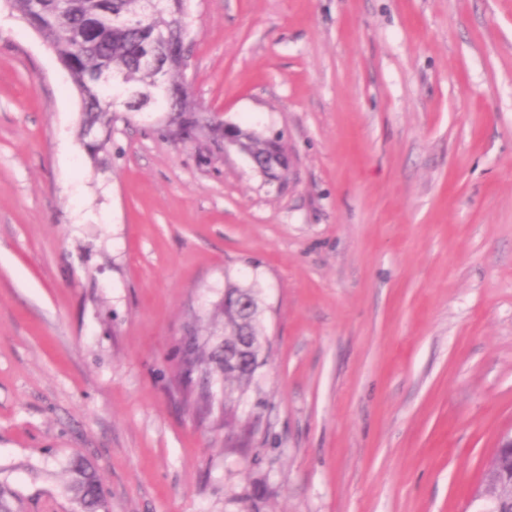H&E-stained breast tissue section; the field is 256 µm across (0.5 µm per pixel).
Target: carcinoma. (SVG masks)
I'll use <instances>...</instances> for the list:
<instances>
[{
  "mask_svg": "<svg viewBox=\"0 0 512 512\" xmlns=\"http://www.w3.org/2000/svg\"><path fill=\"white\" fill-rule=\"evenodd\" d=\"M188 0H161L153 10L145 0H7L11 11L20 18H30L36 33L53 51L66 71L85 113L83 132L98 127L99 141L94 152L107 150L111 138L108 115L112 112L115 91L120 89L130 99V107L140 110L149 105L172 112L179 120L176 135L183 143L193 141L202 132L197 125L198 109L183 80L181 59L173 54L161 56V70L149 60L160 56L155 35L163 33L170 41L181 39L180 20L186 13ZM248 141L253 159L268 160L282 142L261 138L248 130H240ZM218 311L224 321V333L236 331L240 321L252 336H261L259 304L250 288L227 284L224 301ZM218 361L192 350L186 359V372ZM236 410L232 401L224 400V427L230 436L245 443L249 434L235 432ZM78 475L71 491L80 512H103L105 499L101 483L91 466L83 461L74 464Z\"/></svg>",
  "mask_w": 512,
  "mask_h": 512,
  "instance_id": "cac0c4a2",
  "label": "carcinoma"
}]
</instances>
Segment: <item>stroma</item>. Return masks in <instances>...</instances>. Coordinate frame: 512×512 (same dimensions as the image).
I'll use <instances>...</instances> for the list:
<instances>
[{"label": "stroma", "mask_w": 512, "mask_h": 512, "mask_svg": "<svg viewBox=\"0 0 512 512\" xmlns=\"http://www.w3.org/2000/svg\"><path fill=\"white\" fill-rule=\"evenodd\" d=\"M201 119L282 135L268 182L66 72L0 0V488L75 512H482L512 431V0H190ZM259 293L247 388L225 281ZM232 397L251 431L224 427ZM262 347V344H255L249 337L243 336L239 338L236 341L233 362H243L244 360H247L251 362L252 368H257L260 364L259 357L262 352ZM252 368L246 366L235 375L225 374L224 384L238 387L248 385L254 375V369ZM78 475L70 489L74 492L80 512H101L105 508V499L101 483L91 466L83 461L74 464Z\"/></svg>", "instance_id": "1"}]
</instances>
